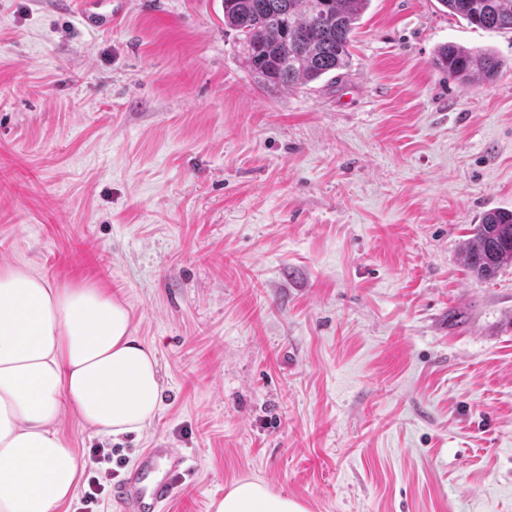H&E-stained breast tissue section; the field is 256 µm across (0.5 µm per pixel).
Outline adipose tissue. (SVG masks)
Instances as JSON below:
<instances>
[{
	"label": "adipose tissue",
	"instance_id": "1",
	"mask_svg": "<svg viewBox=\"0 0 512 512\" xmlns=\"http://www.w3.org/2000/svg\"><path fill=\"white\" fill-rule=\"evenodd\" d=\"M162 394L155 349L134 336L122 301L0 267V512H61L75 495L80 462L57 430L64 410L99 433H138ZM210 510L306 512L248 478Z\"/></svg>",
	"mask_w": 512,
	"mask_h": 512
}]
</instances>
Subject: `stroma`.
<instances>
[{"label": "stroma", "instance_id": "stroma-1", "mask_svg": "<svg viewBox=\"0 0 512 512\" xmlns=\"http://www.w3.org/2000/svg\"><path fill=\"white\" fill-rule=\"evenodd\" d=\"M494 52L470 87L432 60ZM512 210V31L370 0L348 67L255 83L223 0H0V265L125 302L161 408L112 437L58 424L105 489L189 456L173 512L243 478L307 512H512V265L460 251ZM111 450L96 462L93 452ZM112 0H80L82 4V17L91 27L112 26V10H106L105 5Z\"/></svg>", "mask_w": 512, "mask_h": 512}]
</instances>
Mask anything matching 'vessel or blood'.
Listing matches in <instances>:
<instances>
[{
    "label": "vessel or blood",
    "instance_id": "obj_1",
    "mask_svg": "<svg viewBox=\"0 0 512 512\" xmlns=\"http://www.w3.org/2000/svg\"><path fill=\"white\" fill-rule=\"evenodd\" d=\"M82 17L91 27H108L112 13L105 0H80ZM166 461L158 471V461ZM188 457L174 448H149L139 457L135 470L127 472L112 490L116 512H164L175 499L176 487L190 473Z\"/></svg>",
    "mask_w": 512,
    "mask_h": 512
}]
</instances>
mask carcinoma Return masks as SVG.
<instances>
[{"mask_svg":"<svg viewBox=\"0 0 512 512\" xmlns=\"http://www.w3.org/2000/svg\"><path fill=\"white\" fill-rule=\"evenodd\" d=\"M370 0H224V25L242 40L249 73L267 90L306 85L349 65L352 34ZM448 13L486 29L512 30V0H438ZM433 65L476 86L495 78L492 52L448 43ZM460 260L477 279L512 265V211H487Z\"/></svg>","mask_w":512,"mask_h":512,"instance_id":"obj_1","label":"carcinoma"}]
</instances>
